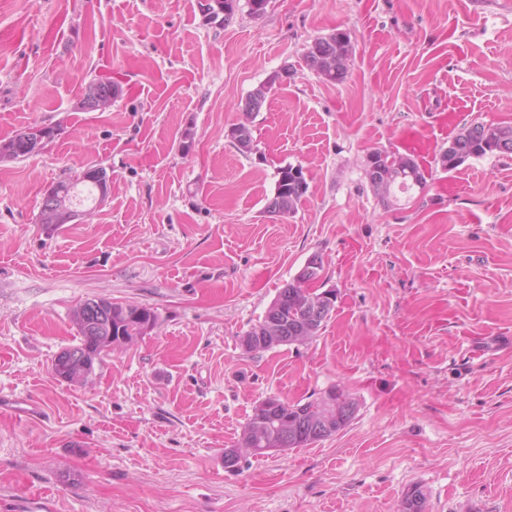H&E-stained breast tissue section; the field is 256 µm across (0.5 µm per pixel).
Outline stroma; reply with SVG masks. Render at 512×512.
Returning a JSON list of instances; mask_svg holds the SVG:
<instances>
[{"instance_id":"1","label":"stroma","mask_w":512,"mask_h":512,"mask_svg":"<svg viewBox=\"0 0 512 512\" xmlns=\"http://www.w3.org/2000/svg\"><path fill=\"white\" fill-rule=\"evenodd\" d=\"M348 33L340 84L302 54ZM293 64L253 117L246 95ZM110 111L75 108L93 78ZM512 124V0H271L206 22L199 0H0V141L58 127L47 151L0 162V512H512V157L447 172L384 205L376 148L435 126ZM102 165L104 203L39 223L45 189ZM302 167L297 213H264L277 167ZM335 289L305 345L246 351L245 331L311 254ZM152 307L155 328L87 381L52 363L88 297ZM355 420L319 443L224 465L253 408L330 388Z\"/></svg>"}]
</instances>
